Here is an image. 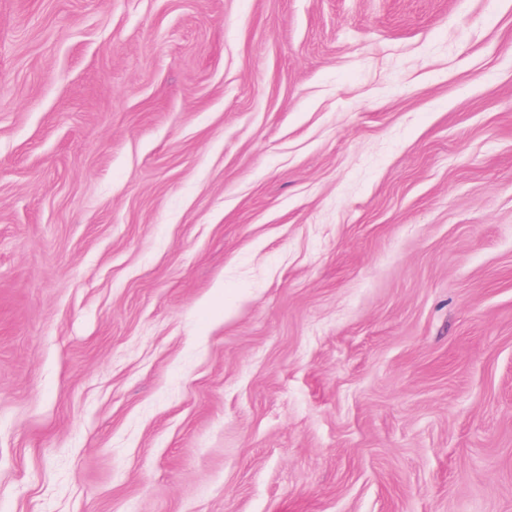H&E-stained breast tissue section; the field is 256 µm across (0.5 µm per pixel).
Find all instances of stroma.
<instances>
[{
    "label": "stroma",
    "mask_w": 512,
    "mask_h": 512,
    "mask_svg": "<svg viewBox=\"0 0 512 512\" xmlns=\"http://www.w3.org/2000/svg\"><path fill=\"white\" fill-rule=\"evenodd\" d=\"M0 512H512V0H0Z\"/></svg>",
    "instance_id": "obj_1"
}]
</instances>
